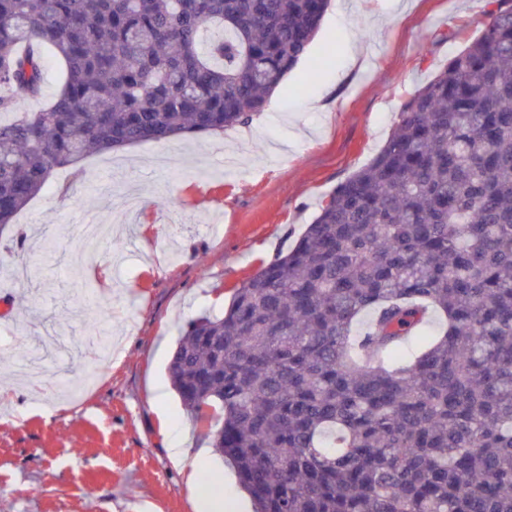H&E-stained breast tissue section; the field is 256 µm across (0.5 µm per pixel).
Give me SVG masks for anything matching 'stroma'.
Wrapping results in <instances>:
<instances>
[{
	"label": "stroma",
	"instance_id": "obj_1",
	"mask_svg": "<svg viewBox=\"0 0 512 512\" xmlns=\"http://www.w3.org/2000/svg\"><path fill=\"white\" fill-rule=\"evenodd\" d=\"M483 0H331L248 126L87 157L0 227V512H196L169 455L207 449L224 512H252L172 389L185 325L217 315L367 164L405 99L483 27ZM67 198H59V189ZM94 219L95 248L71 236Z\"/></svg>",
	"mask_w": 512,
	"mask_h": 512
}]
</instances>
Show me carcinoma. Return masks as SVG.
<instances>
[{"mask_svg":"<svg viewBox=\"0 0 512 512\" xmlns=\"http://www.w3.org/2000/svg\"><path fill=\"white\" fill-rule=\"evenodd\" d=\"M329 3L0 0V226L90 153L261 114ZM483 15L288 253L172 353L254 512H512V0ZM44 47L64 79L22 111Z\"/></svg>","mask_w":512,"mask_h":512,"instance_id":"obj_1","label":"carcinoma"}]
</instances>
